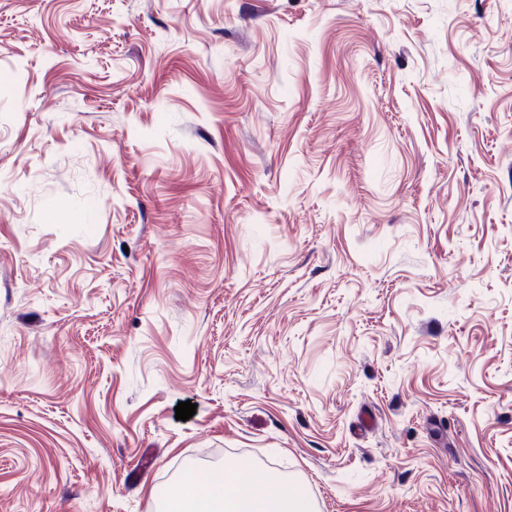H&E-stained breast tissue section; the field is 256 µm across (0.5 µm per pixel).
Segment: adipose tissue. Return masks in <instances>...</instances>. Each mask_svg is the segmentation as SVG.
I'll list each match as a JSON object with an SVG mask.
<instances>
[{
    "mask_svg": "<svg viewBox=\"0 0 512 512\" xmlns=\"http://www.w3.org/2000/svg\"><path fill=\"white\" fill-rule=\"evenodd\" d=\"M167 512H313L311 501L289 483L270 496L255 485L252 470L238 464L204 478L191 492L173 496Z\"/></svg>",
    "mask_w": 512,
    "mask_h": 512,
    "instance_id": "adipose-tissue-1",
    "label": "adipose tissue"
}]
</instances>
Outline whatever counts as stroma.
Returning a JSON list of instances; mask_svg holds the SVG:
<instances>
[{"label":"stroma","instance_id":"stroma-1","mask_svg":"<svg viewBox=\"0 0 512 512\" xmlns=\"http://www.w3.org/2000/svg\"><path fill=\"white\" fill-rule=\"evenodd\" d=\"M241 461L512 512V0H0V512Z\"/></svg>","mask_w":512,"mask_h":512}]
</instances>
